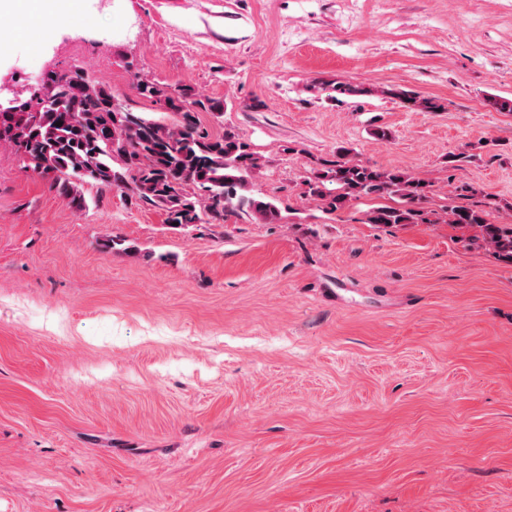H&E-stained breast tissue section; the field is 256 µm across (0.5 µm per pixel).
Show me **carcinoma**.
Returning <instances> with one entry per match:
<instances>
[{"label": "carcinoma", "mask_w": 512, "mask_h": 512, "mask_svg": "<svg viewBox=\"0 0 512 512\" xmlns=\"http://www.w3.org/2000/svg\"><path fill=\"white\" fill-rule=\"evenodd\" d=\"M132 87L173 120L133 111L83 68L49 71L41 91L52 92L51 102L37 95L16 105V113L0 112V145L14 150L24 169L63 192L71 191L75 180L117 188L139 205L161 209L165 223L178 229L222 224L233 214L263 223L281 218L273 202L252 192L262 160L250 144L234 132L214 135L201 127L198 113L220 120L223 102L189 87L172 90L138 73ZM346 155L341 149L336 158L323 160L306 181L307 195L321 201L325 212L372 197L381 203L366 213L368 224L440 223L438 212L427 207L430 183ZM454 198L446 207L448 223L512 262V224L489 222L483 191L466 183L455 187Z\"/></svg>", "instance_id": "carcinoma-1"}]
</instances>
